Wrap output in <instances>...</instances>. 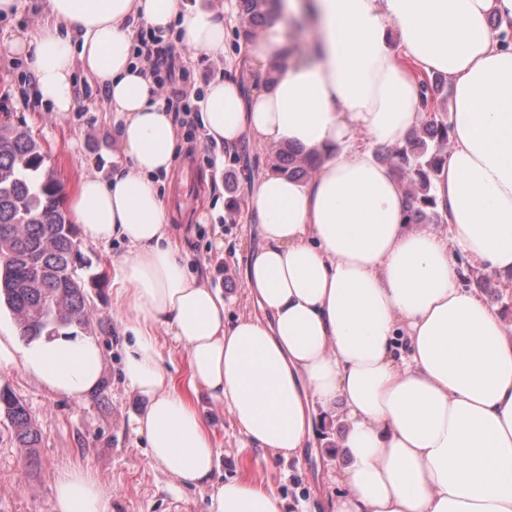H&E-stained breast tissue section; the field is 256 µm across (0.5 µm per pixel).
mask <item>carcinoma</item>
Segmentation results:
<instances>
[{"label": "carcinoma", "mask_w": 512, "mask_h": 512, "mask_svg": "<svg viewBox=\"0 0 512 512\" xmlns=\"http://www.w3.org/2000/svg\"><path fill=\"white\" fill-rule=\"evenodd\" d=\"M275 0H240L236 37L262 28ZM421 103L430 112L404 144L377 151L396 168L410 196L409 224H443L430 194L431 173L445 161L451 127L447 113L437 111L448 100V82L440 75L419 80ZM41 145L25 130L0 121V301L13 313L20 335L32 340L60 330L90 326L81 243L67 223L54 172L44 167ZM318 160L292 147L267 155L266 170L302 179L318 170ZM0 415L11 423L26 448L39 442L23 403L0 392Z\"/></svg>", "instance_id": "carcinoma-1"}]
</instances>
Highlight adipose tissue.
Masks as SVG:
<instances>
[{
  "label": "adipose tissue",
  "mask_w": 512,
  "mask_h": 512,
  "mask_svg": "<svg viewBox=\"0 0 512 512\" xmlns=\"http://www.w3.org/2000/svg\"><path fill=\"white\" fill-rule=\"evenodd\" d=\"M45 24L9 42L58 117L76 106L75 68L101 84L128 164L67 195L85 241H124L112 306L131 341L123 376L144 402L132 418L152 466L210 486L208 512H289L246 478L212 485L219 450L198 406L226 409L254 447L300 456L316 408L342 406L331 512H512V336L461 284L466 257L512 271V0H278L270 23L239 43L247 68L274 72L243 95L210 82L199 114L209 139L294 145L322 158L302 182L270 172L249 191L260 246L246 270L257 314L226 318L224 292L191 276L156 184L170 173L177 127L137 54L139 25H179L194 56L224 53L208 0H44ZM499 30H492L491 21ZM444 75L453 146L432 178L447 234L406 221L393 168L375 157L420 126L415 73ZM165 328L188 356L177 384L163 364ZM80 402L100 386L96 336L0 338V364ZM54 512H112L92 468L55 482Z\"/></svg>",
  "instance_id": "obj_1"
}]
</instances>
